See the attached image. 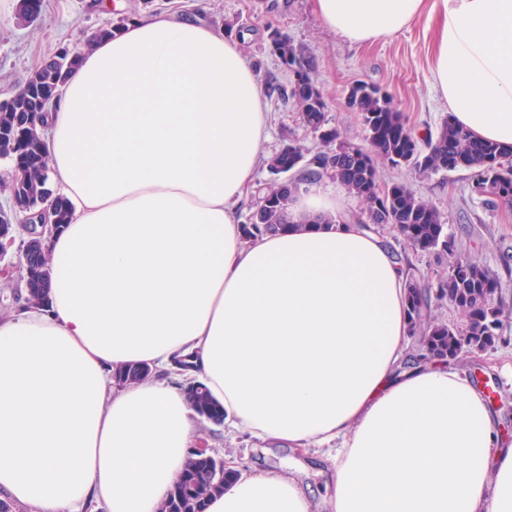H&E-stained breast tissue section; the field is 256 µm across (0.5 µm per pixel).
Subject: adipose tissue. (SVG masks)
<instances>
[{"label": "adipose tissue", "instance_id": "ef3b65f1", "mask_svg": "<svg viewBox=\"0 0 512 512\" xmlns=\"http://www.w3.org/2000/svg\"><path fill=\"white\" fill-rule=\"evenodd\" d=\"M353 45L436 19L431 85L453 121L512 146V0H313ZM41 133L71 219L43 307L0 316V490L31 512H158L191 459L202 382L231 431L328 450L320 497L238 476L205 512H512V444L480 388L405 369L408 303L384 240L316 184L294 225L245 238L268 134L252 62L168 11L82 49ZM192 354L190 375L176 357ZM159 377L118 386L117 368Z\"/></svg>", "mask_w": 512, "mask_h": 512}]
</instances>
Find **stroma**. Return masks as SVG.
<instances>
[{
  "instance_id": "stroma-1",
  "label": "stroma",
  "mask_w": 512,
  "mask_h": 512,
  "mask_svg": "<svg viewBox=\"0 0 512 512\" xmlns=\"http://www.w3.org/2000/svg\"><path fill=\"white\" fill-rule=\"evenodd\" d=\"M17 4L18 0H0V101L44 58L63 48H79L98 28L145 12L143 0H42L39 18L22 25L16 19ZM153 9L177 10L239 41L257 69L267 99L265 156L291 142L310 156L321 148L317 134L303 125L294 101L278 92L296 75L271 50L270 35L275 31L287 34L297 55L310 64V76L328 106V125L340 140L364 141L361 115L348 101L351 86L359 81L376 85L391 97L418 142L436 136L449 116L447 103L430 85L432 30L427 16L416 18L394 38L353 46L322 26L312 0H154ZM381 181L405 183L435 205L459 249L497 275L500 286L494 305L501 327L494 346L465 361L450 362L449 367L484 388L504 436L512 440V267L503 265L504 257L512 258V205H485L472 189L471 171L464 168L420 177L407 167L389 166ZM372 231L398 258L406 276L420 285L434 286L447 273L445 253L414 252L385 226H373ZM196 426L199 440L212 453L234 456L248 475L280 470L289 453L285 445L257 442L223 425L200 419Z\"/></svg>"
}]
</instances>
